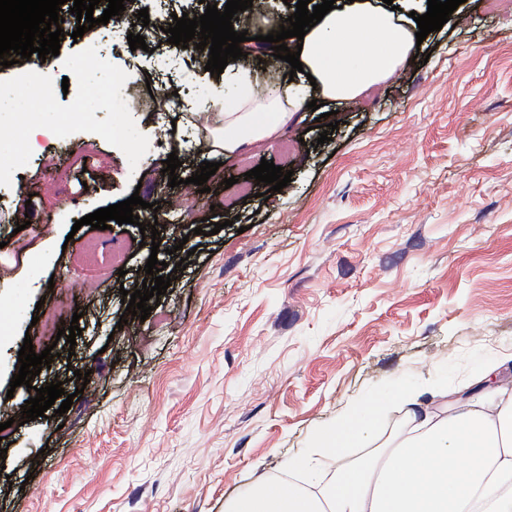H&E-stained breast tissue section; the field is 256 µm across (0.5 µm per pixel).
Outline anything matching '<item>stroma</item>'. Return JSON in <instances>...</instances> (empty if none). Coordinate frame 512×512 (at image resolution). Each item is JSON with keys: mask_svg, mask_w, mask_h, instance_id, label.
Returning <instances> with one entry per match:
<instances>
[{"mask_svg": "<svg viewBox=\"0 0 512 512\" xmlns=\"http://www.w3.org/2000/svg\"><path fill=\"white\" fill-rule=\"evenodd\" d=\"M125 7L146 49L108 24L71 38L64 10L57 83L33 89L27 68L0 67V93L27 88L25 111L0 112V512H224L283 474L352 398L399 381L468 387L512 351V0H463L414 60L338 105L330 141H317L316 111L296 113L191 194L169 187L166 160L177 153V176L195 174L224 105L198 95L194 60L160 65L176 48L157 23L205 7ZM90 42L132 77L134 103L111 136L97 74L71 79ZM36 126L49 129L37 156ZM263 160L291 171L288 186L249 182ZM141 183L153 190L134 212L163 216L160 252L139 246L140 223L82 224ZM23 208L35 222L19 231ZM205 217L218 234H195ZM90 242L94 266L79 259ZM152 255L173 281L142 321L121 293L141 288ZM40 307L55 328L78 323L75 345L42 335ZM27 338L57 356L13 389ZM57 378L68 412L21 423L34 388Z\"/></svg>", "mask_w": 512, "mask_h": 512, "instance_id": "1", "label": "stroma"}]
</instances>
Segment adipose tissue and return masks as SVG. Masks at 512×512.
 <instances>
[{"instance_id": "ef3b65f1", "label": "adipose tissue", "mask_w": 512, "mask_h": 512, "mask_svg": "<svg viewBox=\"0 0 512 512\" xmlns=\"http://www.w3.org/2000/svg\"><path fill=\"white\" fill-rule=\"evenodd\" d=\"M336 3L304 37L302 73L272 93L253 96L262 74L250 60L225 67L237 93L236 106L224 112L225 156L276 135L310 95L354 98L415 51L414 17L425 13L424 0H407L401 12L382 0ZM498 374L488 367L481 394L453 399L445 417L421 409L407 384L375 401L351 402L317 431L312 447L289 457V480L238 494L224 512H512V386ZM392 407L403 411L405 430L351 458Z\"/></svg>"}]
</instances>
